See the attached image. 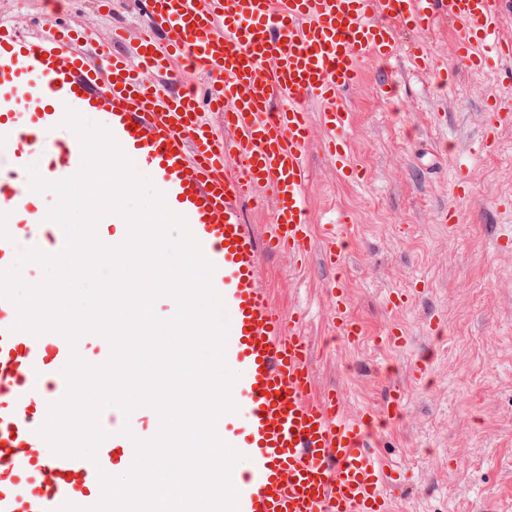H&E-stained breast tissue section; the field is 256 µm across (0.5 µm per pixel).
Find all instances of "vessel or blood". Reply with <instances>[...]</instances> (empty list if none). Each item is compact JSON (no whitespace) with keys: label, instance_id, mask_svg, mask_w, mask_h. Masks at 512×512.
Returning <instances> with one entry per match:
<instances>
[{"label":"vessel or blood","instance_id":"obj_1","mask_svg":"<svg viewBox=\"0 0 512 512\" xmlns=\"http://www.w3.org/2000/svg\"><path fill=\"white\" fill-rule=\"evenodd\" d=\"M140 35L90 43L85 30L48 18L34 35L0 19V270L19 250L59 253V224L36 229L39 194L31 172L54 183L82 164L64 126L67 109L106 127L124 154L147 166L166 206L183 216L214 265L212 286L227 320L225 361L238 378L235 411L215 423L220 440L247 463L231 475L238 512H390L393 465L368 439L378 417L398 409L391 391L380 409L350 412L335 389L314 392L302 312L282 314L261 283L267 255L302 265L312 249L342 268L351 222L313 228L307 211L308 149L319 145L336 172L360 181L345 134L346 92L373 59L398 53L395 24L415 33L448 20L458 59L474 73L512 58L501 15L512 0H134ZM416 72L447 84L448 70L413 44ZM322 107L312 117L309 102ZM506 121L499 98L484 110L480 150L491 151ZM324 138H317V129ZM272 208L265 230L246 223L243 203ZM326 321L348 341L363 328L342 281L328 292ZM18 311L0 298V512L87 508L102 497L100 474L135 453L120 408L99 418L107 437L95 458L58 455L39 430L67 391L71 346L61 334L15 330Z\"/></svg>","mask_w":512,"mask_h":512}]
</instances>
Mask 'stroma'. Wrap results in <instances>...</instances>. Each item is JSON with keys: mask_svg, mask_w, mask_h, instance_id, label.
I'll return each mask as SVG.
<instances>
[{"mask_svg": "<svg viewBox=\"0 0 512 512\" xmlns=\"http://www.w3.org/2000/svg\"><path fill=\"white\" fill-rule=\"evenodd\" d=\"M62 15L97 37L116 20L137 24L133 0H116L110 17L97 0H64ZM417 40L447 65L446 88L411 70L405 49ZM399 41L401 53L368 63L366 82L348 97L349 149L362 181L345 182L319 147L308 154L311 224L332 223L344 210L354 218L344 273L315 250L299 271L268 257L261 279L284 312L306 314L315 389L336 388L353 410L380 407L400 391L397 414L375 439L383 459L406 474L393 512H512V249L500 246L512 211L496 206L512 194V124L494 152L477 149L485 98L501 96L512 112V91L456 61L448 25L403 30ZM386 79L395 95L377 94ZM461 167L470 184L458 198L452 183ZM338 276L366 328L356 344L327 329L325 291ZM393 292L409 300L391 311ZM395 327L406 344L377 346ZM417 360L428 365L426 380L411 376Z\"/></svg>", "mask_w": 512, "mask_h": 512, "instance_id": "35a3bbf8", "label": "stroma"}]
</instances>
